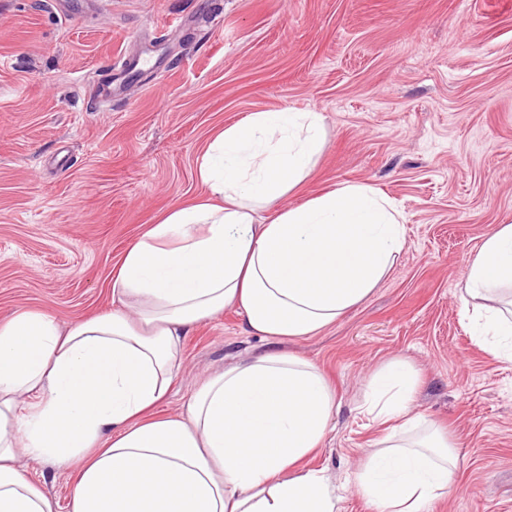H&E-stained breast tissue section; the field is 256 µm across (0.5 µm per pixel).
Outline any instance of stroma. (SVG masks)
<instances>
[{
  "label": "stroma",
  "instance_id": "obj_1",
  "mask_svg": "<svg viewBox=\"0 0 512 512\" xmlns=\"http://www.w3.org/2000/svg\"><path fill=\"white\" fill-rule=\"evenodd\" d=\"M285 108L319 112L325 136L283 206L365 183L405 216L404 249L372 293L285 345L336 400L301 470L335 488L336 512H377L354 475L393 425L363 404L400 359L419 374L410 414L457 455L425 512H512V361L462 303L469 260L512 224V0H0V319L108 311L127 244L204 195L207 145ZM266 346L232 308L196 326L158 414ZM23 465L70 512V469Z\"/></svg>",
  "mask_w": 512,
  "mask_h": 512
}]
</instances>
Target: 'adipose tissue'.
Masks as SVG:
<instances>
[{
    "mask_svg": "<svg viewBox=\"0 0 512 512\" xmlns=\"http://www.w3.org/2000/svg\"><path fill=\"white\" fill-rule=\"evenodd\" d=\"M317 112H255L198 158L208 195L169 210L125 248L111 311L62 327L40 310L0 321V512H56L20 456L72 464L70 512H334L325 480L301 472L336 406L323 372L276 349L207 377L177 415H156L196 325L239 308L248 334L314 336L362 302L401 254L404 217L369 184L301 205L280 199L311 173ZM267 211L258 220V211ZM512 224L468 262L464 302L479 335L512 359ZM416 372L394 360L374 376V419H401L358 469L380 512H423L447 491L456 454L419 436L407 403Z\"/></svg>",
    "mask_w": 512,
    "mask_h": 512,
    "instance_id": "ef3b65f1",
    "label": "adipose tissue"
}]
</instances>
